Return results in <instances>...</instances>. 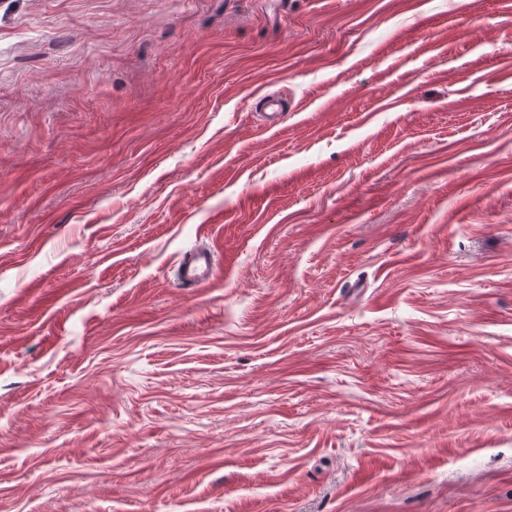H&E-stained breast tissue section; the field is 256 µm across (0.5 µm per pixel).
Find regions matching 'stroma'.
I'll use <instances>...</instances> for the list:
<instances>
[{
	"mask_svg": "<svg viewBox=\"0 0 512 512\" xmlns=\"http://www.w3.org/2000/svg\"><path fill=\"white\" fill-rule=\"evenodd\" d=\"M0 512H512V0H0ZM216 273L213 256L199 251L184 259L180 269V279L188 288H201L209 285Z\"/></svg>",
	"mask_w": 512,
	"mask_h": 512,
	"instance_id": "obj_1",
	"label": "stroma"
}]
</instances>
